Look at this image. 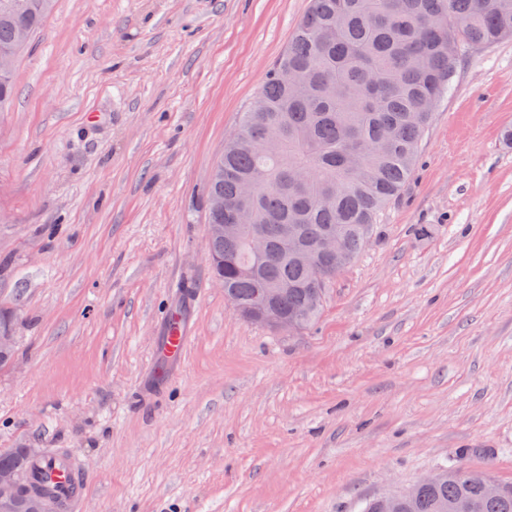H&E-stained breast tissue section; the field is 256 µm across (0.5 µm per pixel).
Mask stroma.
<instances>
[{
  "label": "stroma",
  "mask_w": 512,
  "mask_h": 512,
  "mask_svg": "<svg viewBox=\"0 0 512 512\" xmlns=\"http://www.w3.org/2000/svg\"><path fill=\"white\" fill-rule=\"evenodd\" d=\"M308 0H56L0 112V452L85 512H361L456 460L512 483V37L460 52L316 322L240 317L206 189ZM188 347L151 354L172 310ZM188 342L189 336H185L182 327L175 335L167 333V336L162 337L156 355L158 361L156 376L162 379L168 376L172 367L177 364L178 361L180 362ZM39 455L29 452L27 448H15L8 453L0 454V512H46L44 503L37 498L21 502L18 499L17 487L24 497L38 496L42 498L48 511L55 510L56 503L63 504V512H82L85 506L87 479L84 471L69 456L59 452H47L41 456L36 465L35 478L47 483L53 492V507L50 502L38 494H30L26 484V472L31 461ZM1 466H11L1 467Z\"/></svg>",
  "instance_id": "stroma-1"
}]
</instances>
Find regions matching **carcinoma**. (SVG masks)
<instances>
[{"mask_svg":"<svg viewBox=\"0 0 512 512\" xmlns=\"http://www.w3.org/2000/svg\"><path fill=\"white\" fill-rule=\"evenodd\" d=\"M54 0H33L26 13L0 0V54L19 57V33L35 37ZM512 34V0H310L288 47L224 147L207 186V223L232 224L248 206L267 252L250 248L253 227L208 242L224 258V292L244 308L260 304L259 290L280 288L273 311L301 315L300 328L319 315L323 297L298 251L329 234L341 252L330 282L366 245L387 202L417 161V149L437 103L450 89L461 45H490ZM14 96L13 74L0 76V112ZM294 224V232L288 225ZM35 454L15 448L0 467L26 472ZM486 471L461 463L419 485L397 512H448L470 501L473 512H512V485L484 495Z\"/></svg>","mask_w":512,"mask_h":512,"instance_id":"carcinoma-1","label":"carcinoma"}]
</instances>
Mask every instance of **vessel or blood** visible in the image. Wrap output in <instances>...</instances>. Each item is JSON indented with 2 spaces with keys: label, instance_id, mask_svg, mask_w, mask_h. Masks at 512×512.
I'll return each mask as SVG.
<instances>
[{
  "label": "vessel or blood",
  "instance_id": "obj_1",
  "mask_svg": "<svg viewBox=\"0 0 512 512\" xmlns=\"http://www.w3.org/2000/svg\"><path fill=\"white\" fill-rule=\"evenodd\" d=\"M189 342L184 332H177L162 338L156 359V374L167 377L172 367L181 360ZM35 477L47 483L55 501L62 503L65 512H82L85 506L87 479L84 471L70 457L57 452L42 455L37 464Z\"/></svg>",
  "mask_w": 512,
  "mask_h": 512
}]
</instances>
